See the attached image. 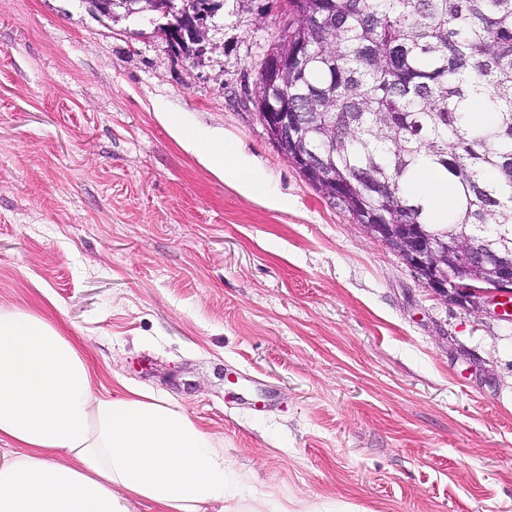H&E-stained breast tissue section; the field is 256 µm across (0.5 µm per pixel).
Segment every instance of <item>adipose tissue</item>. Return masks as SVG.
Segmentation results:
<instances>
[{
    "instance_id": "adipose-tissue-1",
    "label": "adipose tissue",
    "mask_w": 512,
    "mask_h": 512,
    "mask_svg": "<svg viewBox=\"0 0 512 512\" xmlns=\"http://www.w3.org/2000/svg\"><path fill=\"white\" fill-rule=\"evenodd\" d=\"M214 174L269 207L288 200L228 145L187 130ZM79 344L46 315L0 306V512H318L245 496L224 470L212 437L185 410L120 382L96 391Z\"/></svg>"
}]
</instances>
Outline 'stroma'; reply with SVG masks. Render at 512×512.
I'll return each instance as SVG.
<instances>
[{"label": "stroma", "instance_id": "stroma-1", "mask_svg": "<svg viewBox=\"0 0 512 512\" xmlns=\"http://www.w3.org/2000/svg\"><path fill=\"white\" fill-rule=\"evenodd\" d=\"M208 25L197 63L137 15L0 0V306L54 319L104 390L186 409L269 499L512 512V322L435 297L268 139V0ZM160 105L223 133L287 209L215 177Z\"/></svg>", "mask_w": 512, "mask_h": 512}]
</instances>
